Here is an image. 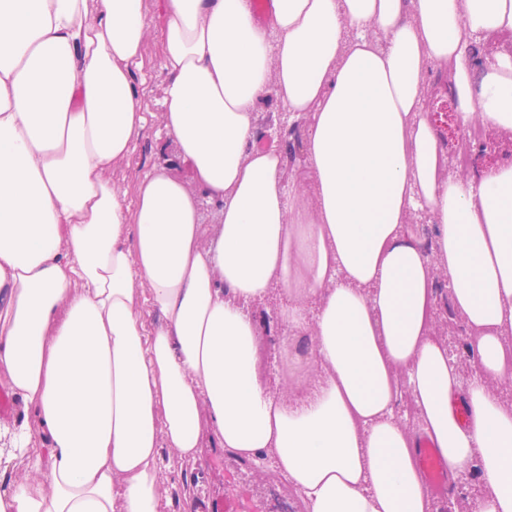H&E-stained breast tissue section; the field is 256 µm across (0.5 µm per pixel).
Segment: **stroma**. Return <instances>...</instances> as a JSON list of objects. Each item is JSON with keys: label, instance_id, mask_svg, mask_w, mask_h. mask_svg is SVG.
Returning <instances> with one entry per match:
<instances>
[{"label": "stroma", "instance_id": "stroma-1", "mask_svg": "<svg viewBox=\"0 0 512 512\" xmlns=\"http://www.w3.org/2000/svg\"><path fill=\"white\" fill-rule=\"evenodd\" d=\"M425 109L437 132L446 134L449 143H456L463 134L457 123L456 102L448 88V78L434 71L428 76ZM482 138L470 150L468 167L449 165L451 175L471 178L489 168L512 163V136L484 126ZM172 147L160 133L158 118H151L137 142L128 167L115 171L113 180L121 184L133 183L149 166L171 155ZM288 303V295L281 286H274L267 298L255 308L269 356L267 383L272 391H280L290 379V366L279 350L278 314ZM436 320L438 330L449 338L448 349L464 381L474 376L473 359L466 352L467 331L456 315L445 278L436 280ZM162 478L170 500L167 512H197L196 473L199 468L209 470L211 492L231 494L242 500L254 512H306L301 497L290 491L289 483L280 475L271 457L257 460L237 458L231 451L215 446L201 449L198 458L175 464L170 449H163ZM454 491L446 498H432V512H478L477 503L483 484L476 470L459 474L453 480Z\"/></svg>", "mask_w": 512, "mask_h": 512}]
</instances>
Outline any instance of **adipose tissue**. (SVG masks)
Instances as JSON below:
<instances>
[{
  "label": "adipose tissue",
  "instance_id": "obj_1",
  "mask_svg": "<svg viewBox=\"0 0 512 512\" xmlns=\"http://www.w3.org/2000/svg\"><path fill=\"white\" fill-rule=\"evenodd\" d=\"M160 6L0 0V373L35 417L0 432V512H162L161 449L188 461L206 435L272 456L307 512H431L421 433L452 472L477 465L480 512H512V164L449 175L423 104L432 67L464 120L512 134V0H271L267 27L246 0ZM152 30L175 151L129 189L112 172L148 122ZM478 35L511 43L484 61ZM271 96L307 122L289 178L257 144ZM440 275L478 365L465 390ZM276 285L301 372L278 393L253 312ZM409 224H411L412 229L423 241L427 250H430L435 237V224L432 216L429 213L425 215L413 214L410 217Z\"/></svg>",
  "mask_w": 512,
  "mask_h": 512
}]
</instances>
